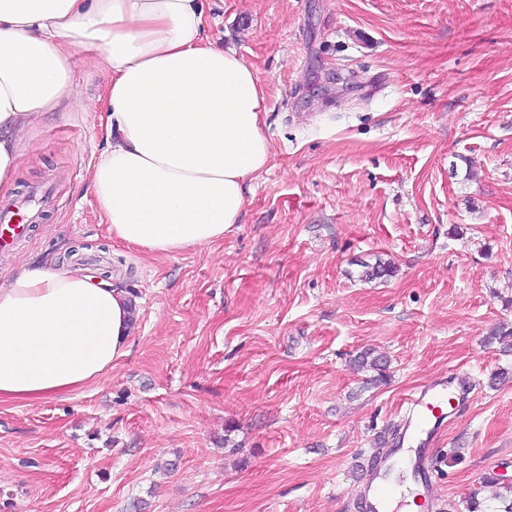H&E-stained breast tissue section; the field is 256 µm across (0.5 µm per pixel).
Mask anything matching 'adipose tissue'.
<instances>
[{"label": "adipose tissue", "instance_id": "1", "mask_svg": "<svg viewBox=\"0 0 512 512\" xmlns=\"http://www.w3.org/2000/svg\"><path fill=\"white\" fill-rule=\"evenodd\" d=\"M205 0H0V191L20 136L74 92L80 51L111 77L90 184L112 236L153 255L222 240L270 160L265 90L205 33ZM123 281L30 260L0 280V403L68 395L128 350Z\"/></svg>", "mask_w": 512, "mask_h": 512}]
</instances>
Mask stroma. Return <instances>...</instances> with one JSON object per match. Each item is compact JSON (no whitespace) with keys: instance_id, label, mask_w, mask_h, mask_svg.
<instances>
[{"instance_id":"1","label":"stroma","mask_w":512,"mask_h":512,"mask_svg":"<svg viewBox=\"0 0 512 512\" xmlns=\"http://www.w3.org/2000/svg\"><path fill=\"white\" fill-rule=\"evenodd\" d=\"M265 84L271 148L241 224L151 256L88 178L105 127L72 99L23 136L15 191L52 195L0 279L45 253L121 278L128 353L61 398L0 404V512H363L405 398L469 382L434 457L442 512L512 477V0H207ZM393 262L366 281L361 262ZM373 348L387 384L353 365Z\"/></svg>"}]
</instances>
